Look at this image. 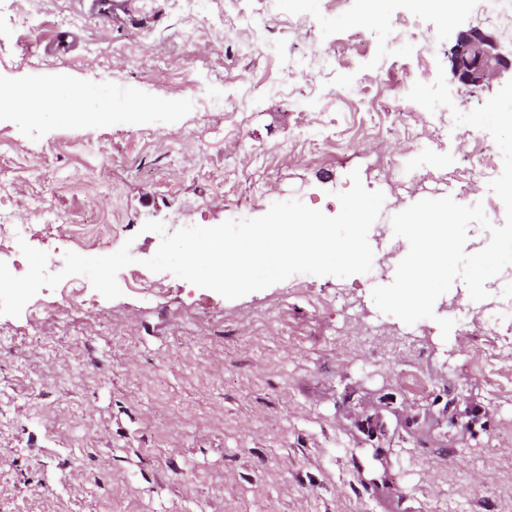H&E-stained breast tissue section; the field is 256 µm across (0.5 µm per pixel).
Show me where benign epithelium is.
I'll return each mask as SVG.
<instances>
[{"instance_id": "obj_1", "label": "benign epithelium", "mask_w": 512, "mask_h": 512, "mask_svg": "<svg viewBox=\"0 0 512 512\" xmlns=\"http://www.w3.org/2000/svg\"><path fill=\"white\" fill-rule=\"evenodd\" d=\"M455 80L470 89H482L495 80L512 78V50H505L478 29L461 31L451 48Z\"/></svg>"}]
</instances>
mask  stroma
<instances>
[{
  "instance_id": "obj_1",
  "label": "stroma",
  "mask_w": 512,
  "mask_h": 512,
  "mask_svg": "<svg viewBox=\"0 0 512 512\" xmlns=\"http://www.w3.org/2000/svg\"><path fill=\"white\" fill-rule=\"evenodd\" d=\"M135 6L115 25L79 0H0V87L24 94L0 110V211L46 210L73 229L64 251L126 244L138 260L118 298L88 284L72 307L62 283L0 316V512H377L361 481L381 477L405 512H512V371L481 358L483 337L461 340L481 302L459 278L409 326L372 298L409 250L394 214L460 181L466 205L500 204L469 161L501 169L494 139L463 143L452 117L480 99L453 80V108L407 98L450 68L474 4L444 22L426 0H381L373 23L361 0H250L263 55L229 0ZM389 29L402 41L384 53ZM62 31L70 50L46 52ZM314 49L340 65L291 69ZM76 94L108 121L58 119ZM33 97L55 103L37 122ZM390 157L406 193L371 166ZM354 171L385 197L370 272L234 300L174 275L146 289L160 237L145 222L213 227L289 199L333 216Z\"/></svg>"
}]
</instances>
